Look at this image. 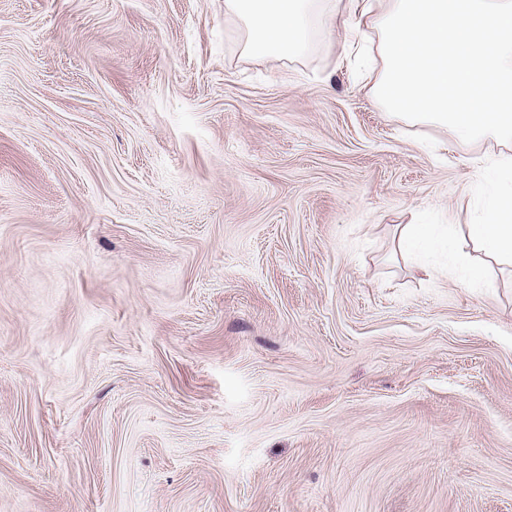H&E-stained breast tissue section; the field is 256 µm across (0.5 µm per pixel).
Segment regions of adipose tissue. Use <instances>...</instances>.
I'll use <instances>...</instances> for the list:
<instances>
[{
	"mask_svg": "<svg viewBox=\"0 0 512 512\" xmlns=\"http://www.w3.org/2000/svg\"><path fill=\"white\" fill-rule=\"evenodd\" d=\"M224 15L241 23L253 58L301 55L320 17L356 18L379 36L384 68L371 92L392 114L462 146L512 141V0H224ZM482 177L493 189L468 239L485 261L512 260V157L486 163Z\"/></svg>",
	"mask_w": 512,
	"mask_h": 512,
	"instance_id": "adipose-tissue-1",
	"label": "adipose tissue"
}]
</instances>
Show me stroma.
<instances>
[{
  "instance_id": "obj_1",
  "label": "stroma",
  "mask_w": 512,
  "mask_h": 512,
  "mask_svg": "<svg viewBox=\"0 0 512 512\" xmlns=\"http://www.w3.org/2000/svg\"><path fill=\"white\" fill-rule=\"evenodd\" d=\"M318 27L0 0V512H512V270L472 158ZM431 226L430 224H406L398 231L400 243L408 247L428 243L434 234Z\"/></svg>"
}]
</instances>
